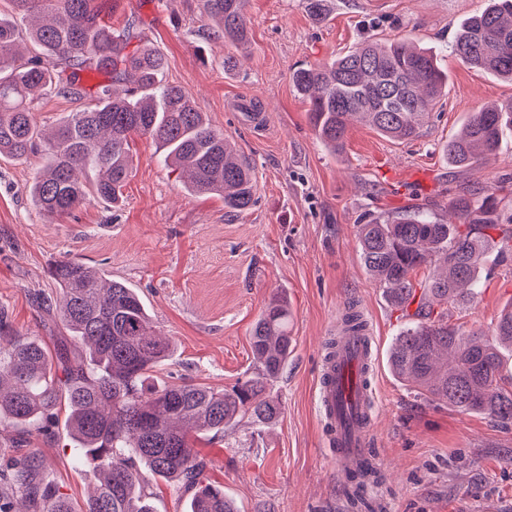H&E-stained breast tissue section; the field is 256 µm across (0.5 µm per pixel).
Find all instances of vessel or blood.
<instances>
[{
    "mask_svg": "<svg viewBox=\"0 0 512 512\" xmlns=\"http://www.w3.org/2000/svg\"><path fill=\"white\" fill-rule=\"evenodd\" d=\"M369 330H345L322 349L318 398L336 469L351 471L372 444L373 391L367 382L375 362Z\"/></svg>",
    "mask_w": 512,
    "mask_h": 512,
    "instance_id": "vessel-or-blood-1",
    "label": "vessel or blood"
}]
</instances>
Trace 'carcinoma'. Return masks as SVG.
<instances>
[{
    "mask_svg": "<svg viewBox=\"0 0 512 512\" xmlns=\"http://www.w3.org/2000/svg\"><path fill=\"white\" fill-rule=\"evenodd\" d=\"M0 13V156L42 163L28 192L40 212L63 218L90 200L123 202L133 170L130 140L147 137L162 147V162L182 170L189 189L224 199L237 213L255 204V174L224 133L198 112L192 95L163 79L164 58L147 46L128 50L133 27L114 29L99 18V0H11ZM246 0H203L204 16L224 43L250 41ZM453 53L463 63L512 80V0H489L457 29ZM107 80L85 96L89 104L54 127L34 118L47 96L78 94L80 72ZM292 82L309 104L312 127L334 153L344 149L352 122L361 121L394 141L417 136L445 95L447 77L436 58L404 39L367 38L329 63L296 69ZM512 105L471 115L448 140V162L462 170L497 151ZM498 232L500 251L512 254V213L494 190L463 189L448 218L416 208L359 225L360 258L388 302L415 316L393 342L388 365L400 380L461 412L512 424V382L500 374L502 344L512 349V309L497 318L493 335L448 324V305L475 297L483 255ZM434 266L421 294L411 273ZM56 298L39 307L82 346L51 354L40 340L15 334L0 315V421L50 437L58 406L66 405L68 432L93 484L83 512H153L141 467L190 492L188 512H239L224 489L205 475L207 463L192 434L219 433L243 418L269 424L281 414L271 395L288 363L293 338L284 297L273 298L254 323L250 347L255 372L230 389L167 384L153 376L172 344L156 336L136 289L106 279L77 259L48 271ZM363 469L349 490L355 501L375 479ZM75 512L46 474L42 455L0 460V512Z\"/></svg>",
    "mask_w": 512,
    "mask_h": 512,
    "instance_id": "carcinoma-1",
    "label": "carcinoma"
}]
</instances>
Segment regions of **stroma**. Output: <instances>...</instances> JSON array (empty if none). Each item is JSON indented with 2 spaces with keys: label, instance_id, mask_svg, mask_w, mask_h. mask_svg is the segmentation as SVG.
<instances>
[{
  "label": "stroma",
  "instance_id": "stroma-1",
  "mask_svg": "<svg viewBox=\"0 0 512 512\" xmlns=\"http://www.w3.org/2000/svg\"><path fill=\"white\" fill-rule=\"evenodd\" d=\"M487 0H331L323 17L306 0H248L251 46L225 45L201 0H112L114 28L136 20L137 45L162 53L165 79L195 105L255 170V205L225 210L195 194L158 160L151 139L133 138V171L115 208L88 203L51 219L28 187L38 157L0 159V314L20 335L57 346L61 324L34 297H51L54 262L76 258L136 288L173 352L154 371L169 384L229 387L254 370L250 333L273 295L292 310L293 351L272 388L282 414L262 426L242 420L225 434L195 436L207 476L240 512H512V429L431 401L387 367L390 344L408 323L360 259L359 225L416 207L445 213L463 187L512 190V131L472 170L449 166L444 144L469 115L512 101V83L477 71L451 52L458 25ZM411 35L437 57L448 93L419 137L384 138L361 124L332 153L309 122L291 74L355 48L364 38ZM235 64H224L226 56ZM373 327L376 370L373 452L380 479L366 504L350 507L316 409L321 347L349 303ZM512 305V256L489 255L472 303L449 306L448 322L491 334ZM44 456L50 479L74 505L92 486L75 463L64 425L52 438L0 424V456Z\"/></svg>",
  "mask_w": 512,
  "mask_h": 512
}]
</instances>
